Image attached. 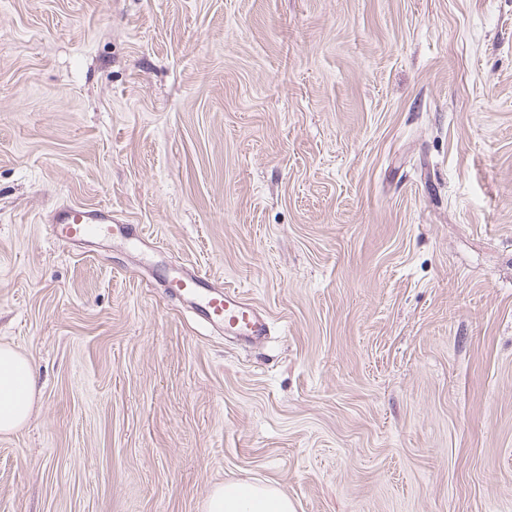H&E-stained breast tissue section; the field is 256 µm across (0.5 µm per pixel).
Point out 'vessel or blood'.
<instances>
[{"label": "vessel or blood", "instance_id": "vessel-or-blood-1", "mask_svg": "<svg viewBox=\"0 0 512 512\" xmlns=\"http://www.w3.org/2000/svg\"><path fill=\"white\" fill-rule=\"evenodd\" d=\"M56 241L64 246L92 239L119 237L140 243L135 228L112 220L109 207L68 204L52 219ZM168 292L189 304L198 321L212 330L249 344L261 343L269 334V319L232 287H214L205 273L192 267L163 268L158 272Z\"/></svg>", "mask_w": 512, "mask_h": 512}]
</instances>
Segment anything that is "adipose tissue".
Instances as JSON below:
<instances>
[{
  "instance_id": "1",
  "label": "adipose tissue",
  "mask_w": 512,
  "mask_h": 512,
  "mask_svg": "<svg viewBox=\"0 0 512 512\" xmlns=\"http://www.w3.org/2000/svg\"><path fill=\"white\" fill-rule=\"evenodd\" d=\"M36 402L30 361L12 347L0 346V433L22 428ZM208 512H294L292 502L274 485L229 482L216 486Z\"/></svg>"
}]
</instances>
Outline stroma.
Here are the masks:
<instances>
[{
	"label": "stroma",
	"instance_id": "1",
	"mask_svg": "<svg viewBox=\"0 0 512 512\" xmlns=\"http://www.w3.org/2000/svg\"><path fill=\"white\" fill-rule=\"evenodd\" d=\"M0 345V512H512V0H0ZM50 224L53 236L63 246L113 237L127 239L133 244L142 243L135 228L112 221V210L107 206L62 205L55 211ZM156 275L172 296L188 303L198 321L215 332L249 344H259L268 336V316L235 287L216 288L193 267L163 268ZM36 402V378L30 361L10 346H0V433L22 428ZM207 512H295L292 502L276 486L229 482L213 490Z\"/></svg>",
	"mask_w": 512,
	"mask_h": 512
}]
</instances>
